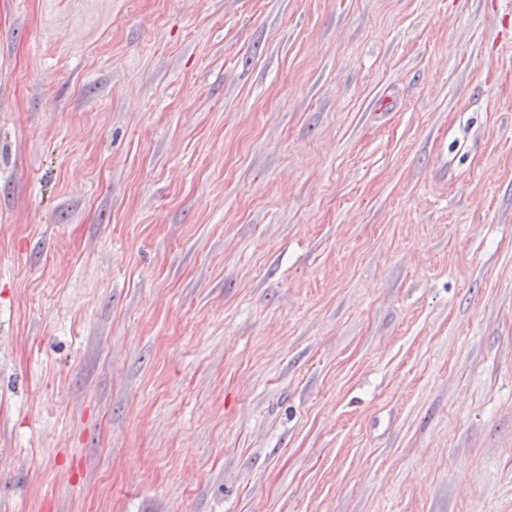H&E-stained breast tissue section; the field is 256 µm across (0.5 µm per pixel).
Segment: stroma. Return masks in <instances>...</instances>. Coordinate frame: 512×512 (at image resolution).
Listing matches in <instances>:
<instances>
[{"label": "stroma", "instance_id": "stroma-1", "mask_svg": "<svg viewBox=\"0 0 512 512\" xmlns=\"http://www.w3.org/2000/svg\"><path fill=\"white\" fill-rule=\"evenodd\" d=\"M512 512V0H0V512Z\"/></svg>", "mask_w": 512, "mask_h": 512}]
</instances>
